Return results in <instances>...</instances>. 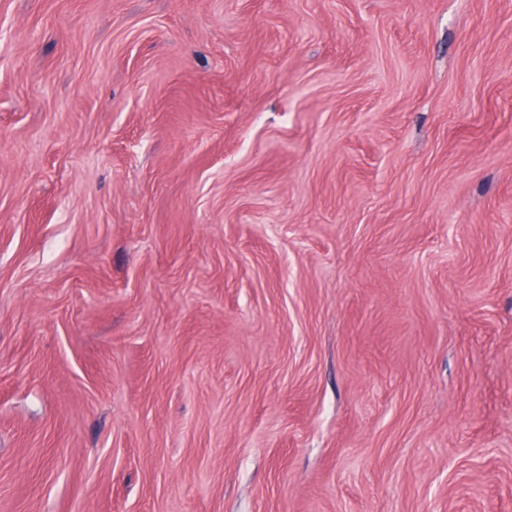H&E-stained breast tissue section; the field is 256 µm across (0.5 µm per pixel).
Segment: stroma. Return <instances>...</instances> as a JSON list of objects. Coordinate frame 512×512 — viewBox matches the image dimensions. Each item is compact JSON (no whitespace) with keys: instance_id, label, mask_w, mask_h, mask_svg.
Wrapping results in <instances>:
<instances>
[{"instance_id":"1","label":"stroma","mask_w":512,"mask_h":512,"mask_svg":"<svg viewBox=\"0 0 512 512\" xmlns=\"http://www.w3.org/2000/svg\"><path fill=\"white\" fill-rule=\"evenodd\" d=\"M0 512H512V0H0Z\"/></svg>"}]
</instances>
